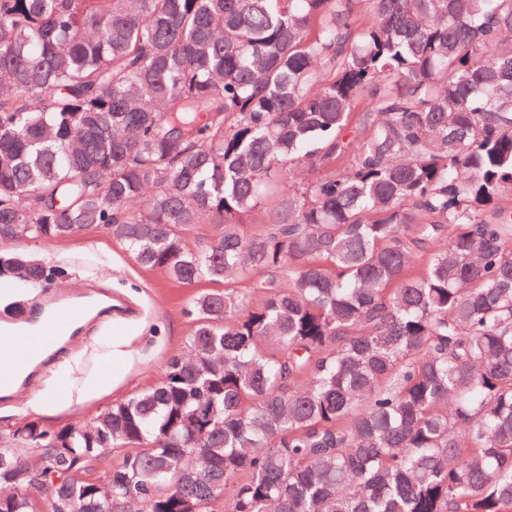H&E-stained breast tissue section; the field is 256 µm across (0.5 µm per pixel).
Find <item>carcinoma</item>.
Returning a JSON list of instances; mask_svg holds the SVG:
<instances>
[{
  "instance_id": "obj_1",
  "label": "carcinoma",
  "mask_w": 512,
  "mask_h": 512,
  "mask_svg": "<svg viewBox=\"0 0 512 512\" xmlns=\"http://www.w3.org/2000/svg\"><path fill=\"white\" fill-rule=\"evenodd\" d=\"M511 187L512 0H0V243L225 284L153 387L13 435L60 481L0 445V512H512ZM214 224H194L185 234L186 246L191 250L205 248L215 237Z\"/></svg>"
}]
</instances>
